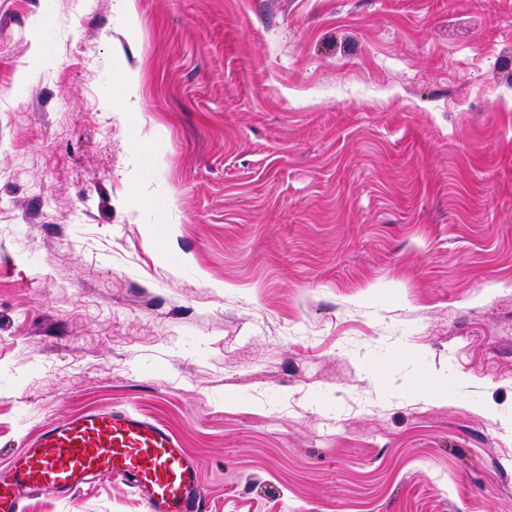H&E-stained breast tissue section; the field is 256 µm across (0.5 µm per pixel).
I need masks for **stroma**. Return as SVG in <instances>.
I'll use <instances>...</instances> for the list:
<instances>
[{"instance_id": "obj_1", "label": "stroma", "mask_w": 512, "mask_h": 512, "mask_svg": "<svg viewBox=\"0 0 512 512\" xmlns=\"http://www.w3.org/2000/svg\"><path fill=\"white\" fill-rule=\"evenodd\" d=\"M109 408L198 512H512V0H0V466Z\"/></svg>"}]
</instances>
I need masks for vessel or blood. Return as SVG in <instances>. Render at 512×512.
<instances>
[{
	"instance_id": "1",
	"label": "vessel or blood",
	"mask_w": 512,
	"mask_h": 512,
	"mask_svg": "<svg viewBox=\"0 0 512 512\" xmlns=\"http://www.w3.org/2000/svg\"><path fill=\"white\" fill-rule=\"evenodd\" d=\"M134 487L147 512H196V460L168 426L128 410H85L47 424L0 469V512H22L35 493L68 497L101 474Z\"/></svg>"
}]
</instances>
